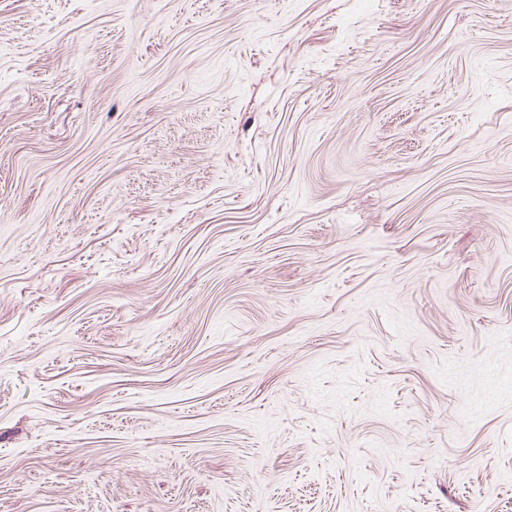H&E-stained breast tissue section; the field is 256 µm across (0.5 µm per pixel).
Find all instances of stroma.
Segmentation results:
<instances>
[{"mask_svg": "<svg viewBox=\"0 0 512 512\" xmlns=\"http://www.w3.org/2000/svg\"><path fill=\"white\" fill-rule=\"evenodd\" d=\"M0 512H512V0H0Z\"/></svg>", "mask_w": 512, "mask_h": 512, "instance_id": "stroma-1", "label": "stroma"}]
</instances>
